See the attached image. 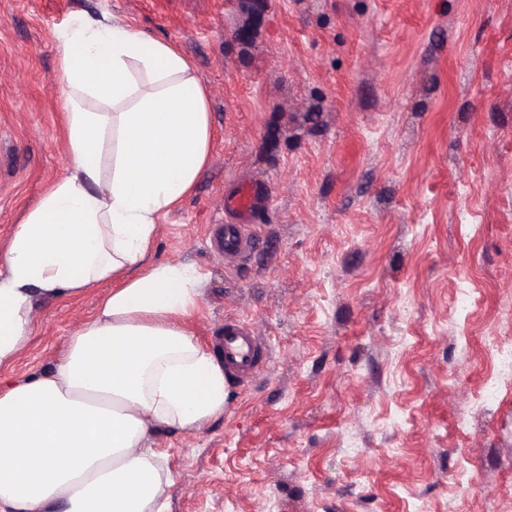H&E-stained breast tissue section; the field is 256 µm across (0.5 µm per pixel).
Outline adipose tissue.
Returning a JSON list of instances; mask_svg holds the SVG:
<instances>
[{
  "mask_svg": "<svg viewBox=\"0 0 512 512\" xmlns=\"http://www.w3.org/2000/svg\"><path fill=\"white\" fill-rule=\"evenodd\" d=\"M56 46L66 174L0 247V369L27 348L38 295L112 289L51 369L0 381V512H161L149 433L224 412V369L186 327L201 275L148 259L210 159L209 94L174 45L116 18Z\"/></svg>",
  "mask_w": 512,
  "mask_h": 512,
  "instance_id": "ef3b65f1",
  "label": "adipose tissue"
}]
</instances>
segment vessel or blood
I'll return each mask as SVG.
<instances>
[{
    "label": "vessel or blood",
    "mask_w": 512,
    "mask_h": 512,
    "mask_svg": "<svg viewBox=\"0 0 512 512\" xmlns=\"http://www.w3.org/2000/svg\"><path fill=\"white\" fill-rule=\"evenodd\" d=\"M257 204V194L247 188L240 189L235 195L225 197L224 209L234 216V223L224 227V255L239 260L249 255L258 239L252 232L246 218L251 215ZM220 348L224 356V371L235 377L238 385H245L258 370L262 355L268 346L249 326L236 319L224 322V334L220 339Z\"/></svg>",
    "instance_id": "vessel-or-blood-1"
}]
</instances>
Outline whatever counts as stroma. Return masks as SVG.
I'll use <instances>...</instances> for the list:
<instances>
[{"mask_svg":"<svg viewBox=\"0 0 512 512\" xmlns=\"http://www.w3.org/2000/svg\"><path fill=\"white\" fill-rule=\"evenodd\" d=\"M105 15L209 90L210 161L154 245L202 276L190 329L271 346L224 414L149 434L165 512H512V380L484 403L512 342V0H0V244L65 174L55 34ZM243 182L270 201L232 266L211 234ZM109 290L39 300L6 378Z\"/></svg>","mask_w":512,"mask_h":512,"instance_id":"35a3bbf8","label":"stroma"}]
</instances>
